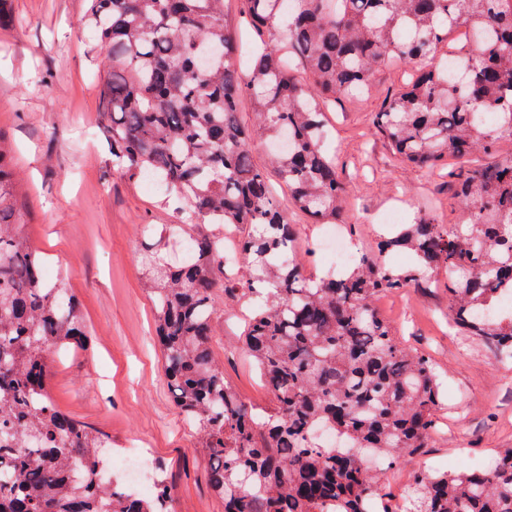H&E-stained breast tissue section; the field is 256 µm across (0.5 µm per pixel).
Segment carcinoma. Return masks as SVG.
Returning <instances> with one entry per match:
<instances>
[{
	"label": "carcinoma",
	"mask_w": 512,
	"mask_h": 512,
	"mask_svg": "<svg viewBox=\"0 0 512 512\" xmlns=\"http://www.w3.org/2000/svg\"><path fill=\"white\" fill-rule=\"evenodd\" d=\"M253 29L268 35L247 78L224 24V0H86L85 26L111 56L100 76L112 163L131 177L154 176L181 201L187 224H158L146 250L144 288L173 403L209 461L212 492L224 512H366L383 497L370 457L396 463L429 446L443 405L439 372L403 345L374 301L448 272L454 323L512 360V0H244ZM472 43L437 55L457 25ZM298 59L312 82L290 74ZM410 69L404 88L374 124L412 166L458 165L461 218L426 219L381 237L375 258L360 256L339 274L314 277L299 258L287 265L296 233L269 173L313 224H346L345 187L324 151V109L368 86L377 67ZM254 102L256 126L239 121ZM277 143L267 167L252 157L255 137ZM0 142V512H163L158 498H135L105 484L107 437L50 397L49 350L89 343L79 303L64 274L50 281L43 253L24 223L15 173ZM240 229L245 283L224 277V236ZM171 237L192 245L190 260L158 252ZM409 249L413 267L385 256ZM224 302L256 298L245 350L273 396L266 411L242 402L224 382L212 336ZM334 431L324 448L318 427ZM418 512H512V448L488 468L420 473Z\"/></svg>",
	"instance_id": "1"
}]
</instances>
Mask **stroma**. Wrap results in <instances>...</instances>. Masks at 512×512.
Instances as JSON below:
<instances>
[{
  "mask_svg": "<svg viewBox=\"0 0 512 512\" xmlns=\"http://www.w3.org/2000/svg\"><path fill=\"white\" fill-rule=\"evenodd\" d=\"M85 6V0H5L0 18V140L22 178V231L46 255L47 273L67 269L66 284L93 336L91 351L55 356L50 394L63 411L106 433L113 454L143 450L154 474L167 476L177 512H224L210 489L198 437L174 407L160 351L149 339L146 227L182 224L187 216L158 187L112 167L100 133L99 76L107 55L93 49ZM408 79L407 66L384 62L363 94L326 111L329 145L347 187L349 233L368 255L387 232L380 217L389 209H399L406 224L458 220L454 163L402 165L375 129L376 113ZM279 198L297 228L307 271L328 273L318 250L321 225L296 211L287 193ZM446 279L437 271L430 287L405 288L377 302L398 339L431 358L448 392L429 448L403 458V472L442 460L449 471H464L512 448V364L451 326ZM243 332L241 310L227 309L212 346L224 360L225 381L247 405L266 407L271 395L242 350Z\"/></svg>",
  "mask_w": 512,
  "mask_h": 512,
  "instance_id": "stroma-1",
  "label": "stroma"
}]
</instances>
